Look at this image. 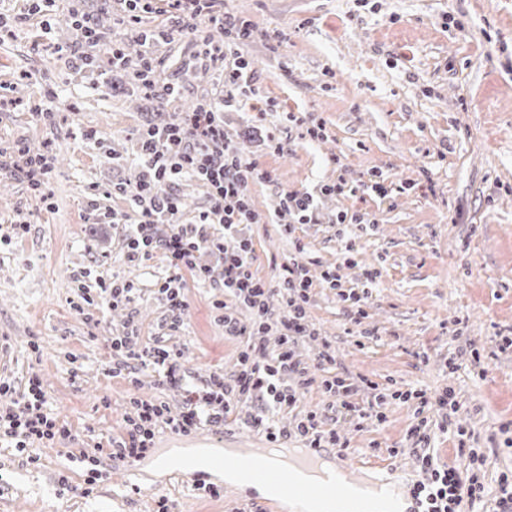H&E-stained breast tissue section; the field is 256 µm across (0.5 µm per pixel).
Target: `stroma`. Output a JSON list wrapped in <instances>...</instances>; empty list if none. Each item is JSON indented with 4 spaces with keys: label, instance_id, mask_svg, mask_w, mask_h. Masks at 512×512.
Here are the masks:
<instances>
[{
    "label": "stroma",
    "instance_id": "35a3bbf8",
    "mask_svg": "<svg viewBox=\"0 0 512 512\" xmlns=\"http://www.w3.org/2000/svg\"><path fill=\"white\" fill-rule=\"evenodd\" d=\"M72 5L57 0L60 21L47 31L41 17L28 16V0H0L1 13L28 16L0 42V147L23 141L51 153L54 165L47 202L18 176L0 177V379L20 390L37 371L48 409L84 433L91 451L111 448L123 432L126 385L106 371L112 336L130 320L144 339L161 335L166 312L154 294L162 261L127 262L123 225L89 220V186L110 190L96 199L101 207L127 210L114 188L140 175L138 128L170 122L219 86L186 33L149 46L162 62V82L179 88L164 102L131 93L122 71L76 67L69 53L75 37L61 21ZM224 7L256 28L240 51L260 97L328 128L326 140L310 143L298 128L273 127L252 111L225 112L228 136L276 175L253 188L259 210L274 212L284 191H311L340 177L357 184L372 169L407 184L384 200L363 192L323 197L320 223L297 225L291 236L278 224L255 225L259 275L273 277L301 239L315 260L308 321L335 346L338 371L366 378L355 402L369 399L374 383L453 388L456 423L485 446L512 421V348H500L512 336V0H369L363 8L354 0H224ZM448 14L465 17V30L446 27ZM276 30L288 40L274 52L266 37ZM88 131L95 139H85ZM273 135L283 151L270 150ZM341 211L367 212L374 221L349 241L333 223ZM23 220L28 233L14 237ZM200 261L212 280L189 284L186 325L166 338L183 350L197 383L218 369L232 373L239 347L210 313L211 301L224 296L222 267L207 251ZM326 267L337 268L348 288L362 286L367 268L380 271L362 326L350 324L323 282ZM101 277L134 281L139 294L128 310L101 307L94 326L74 305L94 294ZM472 345L485 357L486 375L465 356ZM386 413L385 423L362 431L349 419H325V428L350 442L348 466L412 472L408 457L391 454L406 443L412 409L394 402ZM105 465L109 479L87 495L66 445L27 453L0 446V512H155L161 497L169 512H203L200 491L178 471L162 473L157 487L138 488L125 464L109 458Z\"/></svg>",
    "mask_w": 512,
    "mask_h": 512
}]
</instances>
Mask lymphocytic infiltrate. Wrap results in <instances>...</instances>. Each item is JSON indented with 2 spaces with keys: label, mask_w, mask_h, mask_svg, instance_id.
I'll return each instance as SVG.
<instances>
[{
  "label": "lymphocytic infiltrate",
  "mask_w": 512,
  "mask_h": 512,
  "mask_svg": "<svg viewBox=\"0 0 512 512\" xmlns=\"http://www.w3.org/2000/svg\"><path fill=\"white\" fill-rule=\"evenodd\" d=\"M116 26L136 33L138 38H167L180 32L191 34L197 56L219 71L224 86L222 103L208 96L164 126L143 125L137 140L139 181L122 187L121 192L137 216L126 234L127 259L146 264L161 258L165 271L155 281V293L167 315L162 324L166 336L179 332L189 308L188 283L210 282L209 267L198 265L196 255L206 249L219 253L223 262V299L214 301L212 314L227 337L239 340L235 370L212 372L202 384L191 383L180 350L164 339L150 343L140 340L138 325L127 324L123 335L113 337L112 361L108 371L126 382L128 412L123 434L112 442L111 456L127 462L144 458L155 447L160 432L190 435L209 427L223 430L238 421L241 404L256 401L263 414L252 417L250 425L269 442L281 443L300 438L309 448L349 447L336 429H323V415L311 410L296 418L292 428L279 426L276 417L293 410L309 389L317 387L331 398L336 416L385 423L386 407L394 401L413 406L407 430V453L419 474L412 485L420 512H462L475 508L488 493L480 473L499 455L501 447H512V422L502 425V438H489L482 448L472 447L471 434L455 424L458 402L452 389L432 395L422 389L376 391L366 402L354 403L356 383L336 370V351L323 343L314 362L296 353L298 341L314 337L307 319L312 281L309 277L308 250L296 243V255L281 265L275 280L259 276L255 269L256 250L250 228L270 223L272 217L285 219L284 230L294 234L296 225L320 221L318 199L322 196L355 194L345 181L319 185L316 192L292 190L282 194L281 206L269 215L256 208L252 188L274 181L272 171L245 161L240 148L224 134L219 106L248 104L259 116L278 112L280 120L300 124L307 141L327 138L323 121L306 120L299 112H281L272 99L254 94V75L238 53L241 43L253 36L251 20L224 11L223 0H164L167 22L146 28L145 20L155 11L154 0H115ZM221 29L223 41H213L212 29ZM191 177L206 189L208 203L191 221H183L181 203L174 192L180 180ZM322 277L336 290L348 308L351 324L362 325L366 316L369 288L379 277L377 269L365 272V285L346 288L335 269ZM276 332L277 345L268 349L265 338ZM157 373L161 384L182 390L183 405L174 410L162 400L139 393V374ZM12 396L11 406L0 408V443L23 451L34 445L78 443L80 433L48 411L46 393L38 374H30L24 391H16L8 381H0V396ZM443 411L437 427H430L425 415L429 404ZM452 435L470 465L459 469L441 462L431 450L432 430Z\"/></svg>",
  "instance_id": "obj_1"
}]
</instances>
